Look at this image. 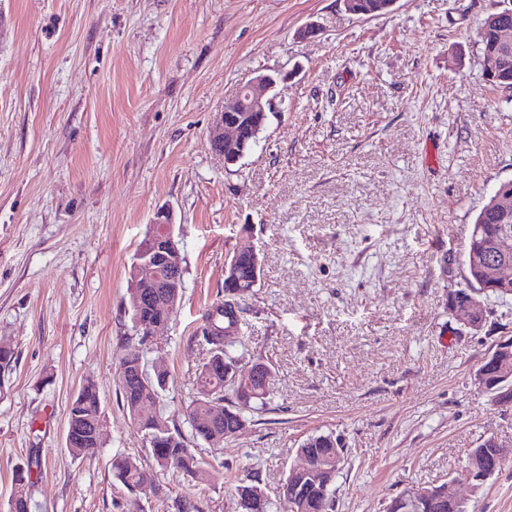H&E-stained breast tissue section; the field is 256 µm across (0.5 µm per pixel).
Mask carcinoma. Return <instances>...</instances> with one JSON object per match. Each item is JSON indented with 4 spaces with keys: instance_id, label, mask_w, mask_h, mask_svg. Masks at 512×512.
Wrapping results in <instances>:
<instances>
[{
    "instance_id": "cac0c4a2",
    "label": "carcinoma",
    "mask_w": 512,
    "mask_h": 512,
    "mask_svg": "<svg viewBox=\"0 0 512 512\" xmlns=\"http://www.w3.org/2000/svg\"><path fill=\"white\" fill-rule=\"evenodd\" d=\"M252 283L251 261L242 256L239 260V275L236 287L247 290ZM137 289L128 292L129 310L133 325L156 318V312L150 307H140L135 303ZM241 297L230 295V289L224 288V300L211 305L204 317L200 330L201 341L206 346L207 358L195 374V395L185 408L184 417L191 434L185 435L175 426L169 425L159 408V392L165 384L158 376L148 372L145 366L144 352L129 346L120 357L117 379L123 405L130 419L148 435V448L158 467H163L164 459L169 455L181 458L182 468L187 476L197 482L207 478L206 463L198 458L191 441L211 442L224 438V430L232 424L247 420L246 413L255 406L264 404L268 389L262 383L242 385L224 378V363L235 358L234 344L224 342L223 330L229 328L232 321L224 317V307L239 306ZM235 398L233 404L222 407V417L212 416L215 403H222L227 394ZM102 425L101 400L96 386L84 384L72 400L68 413L66 437L70 439L69 454L75 460H82L96 453L103 444V435L97 433ZM304 450L332 463L322 464L318 474L320 488L299 490L300 498L288 502V512H334L333 483L336 479V456L343 453L338 441L331 435H313L303 443ZM113 475L131 491L140 489L142 469L136 459L118 455L112 459ZM14 487L19 494L12 497L9 512H29V491L33 486L31 471L18 467L13 473ZM264 491L260 480L251 475L245 476L236 486L241 512L245 508L246 498Z\"/></svg>"
}]
</instances>
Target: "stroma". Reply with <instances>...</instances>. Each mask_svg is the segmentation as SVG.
Listing matches in <instances>:
<instances>
[{"mask_svg": "<svg viewBox=\"0 0 512 512\" xmlns=\"http://www.w3.org/2000/svg\"><path fill=\"white\" fill-rule=\"evenodd\" d=\"M503 0H0V512L30 469L29 512H240L235 485L275 491L312 434L344 449L336 512H385L455 477L496 437L505 464L468 512H512V408L478 385L512 337V299L479 329L448 309L476 216L512 179V95L485 78L478 32ZM315 25L314 36L301 31ZM284 73L236 164L207 134L240 87ZM174 213L181 300L147 353L176 425L206 356V310L251 237L262 272L240 304L243 365L269 396L234 438L199 443L207 481L159 468L115 368L133 334L128 267L157 208ZM101 398L95 458L66 448L68 407ZM136 457L156 487L112 474ZM112 472L116 479L131 491L142 489L148 492L152 487L146 477H144L142 487H140L141 473L143 470L137 460L132 457L118 455L113 458Z\"/></svg>", "mask_w": 512, "mask_h": 512, "instance_id": "35a3bbf8", "label": "stroma"}]
</instances>
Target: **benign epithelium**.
I'll list each match as a JSON object with an SVG mask.
<instances>
[{"label":"benign epithelium","mask_w":512,"mask_h":512,"mask_svg":"<svg viewBox=\"0 0 512 512\" xmlns=\"http://www.w3.org/2000/svg\"><path fill=\"white\" fill-rule=\"evenodd\" d=\"M512 11L505 10L491 18L494 27L496 48L483 55L486 78L493 79L507 69L509 53L512 52V25L504 18ZM282 74L259 75L246 83L236 98L222 112L216 115L215 125L208 135V144L212 153L224 159L226 164L237 163L258 140L252 131L263 128L267 113L273 110L275 95L273 91ZM489 208L503 221L491 237L474 236L471 239L467 259V288L460 296L448 298V308L462 315L467 324L477 329L485 321L487 312L486 296L493 289L512 291V183L501 184L491 195ZM173 214L168 209H158L149 227L148 250L135 262L133 275L144 288H171L168 299L154 301L148 293L137 295L140 305L151 304L164 316L171 315L177 290L181 288L178 273L182 269V253L173 236ZM249 256L254 265V280H259L261 261L255 246L245 245L235 252L234 258L227 263L225 277L232 282L236 277V265L241 255ZM496 368L500 379V388L496 395L497 404L512 406V342L502 341L488 356ZM240 360L228 364L224 377L236 381L251 379L267 382L269 370L253 363L247 372L239 374ZM484 447L492 453L482 452L470 459L463 471L448 480L445 488L430 487L415 489L411 498L419 508L447 500L456 508L465 506L464 499L458 493V486L466 483L472 488L485 483L496 472L489 457L503 459L500 445L493 437L483 441ZM299 464L289 469L291 480L299 485L311 484L319 470L318 461L303 451L297 452Z\"/></svg>","instance_id":"1"}]
</instances>
